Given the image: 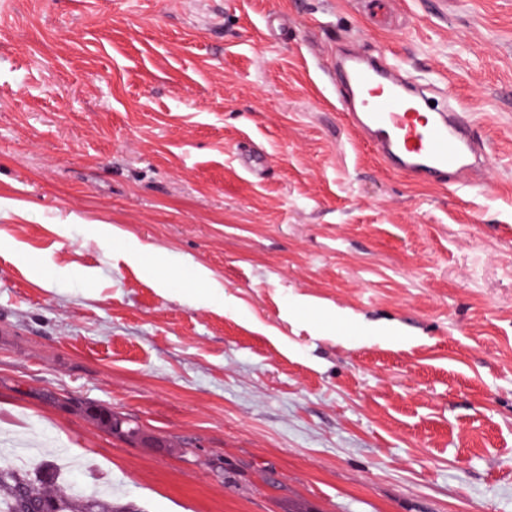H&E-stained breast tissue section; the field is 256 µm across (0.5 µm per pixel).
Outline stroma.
<instances>
[{
  "mask_svg": "<svg viewBox=\"0 0 512 512\" xmlns=\"http://www.w3.org/2000/svg\"><path fill=\"white\" fill-rule=\"evenodd\" d=\"M350 51L434 83L484 185L383 169ZM0 438L137 512H512V0H0ZM196 277L206 286L214 305L224 307L225 309L229 306L228 300L224 297V287L210 270L205 267H198ZM312 318L313 325L318 327H324L326 322L329 320H334L335 324L343 323L344 326L337 330V332L344 333L345 335L356 336L369 342H376L381 344H413L417 342L414 338L401 334V332L393 325L387 324L370 326L360 324L354 318L348 317L338 311H336L335 314L328 315L315 314Z\"/></svg>",
  "mask_w": 512,
  "mask_h": 512,
  "instance_id": "1",
  "label": "stroma"
}]
</instances>
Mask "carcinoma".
Segmentation results:
<instances>
[{
    "mask_svg": "<svg viewBox=\"0 0 512 512\" xmlns=\"http://www.w3.org/2000/svg\"><path fill=\"white\" fill-rule=\"evenodd\" d=\"M49 506L58 512H133L128 504L71 493L58 484L53 465L43 473L38 464L23 470L0 462V512H39Z\"/></svg>",
    "mask_w": 512,
    "mask_h": 512,
    "instance_id": "carcinoma-1",
    "label": "carcinoma"
}]
</instances>
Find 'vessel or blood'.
<instances>
[{
  "mask_svg": "<svg viewBox=\"0 0 512 512\" xmlns=\"http://www.w3.org/2000/svg\"><path fill=\"white\" fill-rule=\"evenodd\" d=\"M341 76L352 93L353 125L386 170L422 184L467 186L482 148L453 114L432 106L387 60L346 55Z\"/></svg>",
  "mask_w": 512,
  "mask_h": 512,
  "instance_id": "vessel-or-blood-1",
  "label": "vessel or blood"
}]
</instances>
